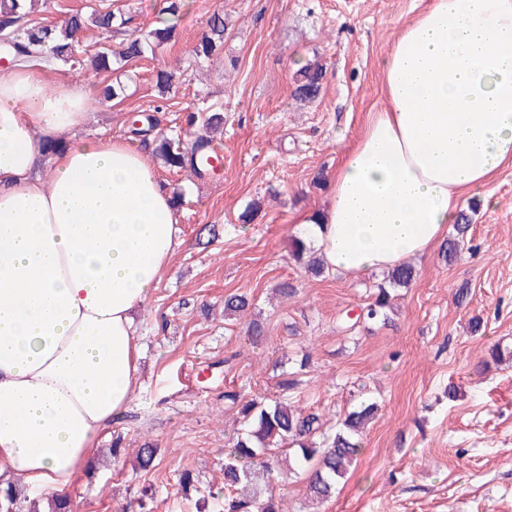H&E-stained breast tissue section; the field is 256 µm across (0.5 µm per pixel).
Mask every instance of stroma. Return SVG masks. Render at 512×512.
Segmentation results:
<instances>
[{
    "label": "stroma",
    "mask_w": 512,
    "mask_h": 512,
    "mask_svg": "<svg viewBox=\"0 0 512 512\" xmlns=\"http://www.w3.org/2000/svg\"><path fill=\"white\" fill-rule=\"evenodd\" d=\"M427 0H185L172 40L156 57L107 74L56 65L49 80L94 93L102 82L122 86L111 104L92 110L81 134L112 135L141 150L157 133L195 137L188 116L212 106L224 113L217 174L196 179L159 168L168 190L182 192L177 209L182 243L171 267L137 313L142 333L141 386L124 416L100 436L94 475L79 474L67 494L80 512H139L141 492L154 512H218L220 468L234 415L224 404L231 384L256 397H288L334 426L362 396L381 406L364 437L354 471L323 503L306 483L283 475L278 487L290 512H512V361L481 371L492 346L512 351V165L502 168L472 208L471 237L451 264L440 249L416 260L419 275L396 291L393 323L353 335L337 326L345 311L367 302L377 275L306 272L290 258L299 229L295 215L326 202L345 148L359 136L379 101L378 60ZM164 0H48L35 21L53 24L64 9H111L150 30ZM224 16V47L199 62L192 46L211 14ZM319 63L317 98L294 100V74ZM175 72L168 91L154 72ZM151 115L153 128L130 134L132 113ZM253 223L240 216L251 204ZM291 282L295 296L274 297ZM468 285L466 301L455 292ZM233 293L254 298L267 322L266 341L253 346L244 323L224 316ZM480 332H472V320ZM234 355L230 373L207 364ZM309 357L297 389L282 394L276 362ZM456 398H448V386ZM122 438L128 453L112 458ZM157 465L134 467L143 440ZM194 489L178 490L182 470Z\"/></svg>",
    "instance_id": "1"
}]
</instances>
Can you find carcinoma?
<instances>
[{
  "label": "carcinoma",
  "instance_id": "obj_1",
  "mask_svg": "<svg viewBox=\"0 0 512 512\" xmlns=\"http://www.w3.org/2000/svg\"><path fill=\"white\" fill-rule=\"evenodd\" d=\"M41 0H0V34L9 42L12 61L17 65L48 62L70 66H83L90 61L97 72H107L115 62H129L148 55L171 40L173 28L157 26L145 33L132 30L127 38L112 48V34L122 31L131 22L112 11L93 9L88 13L69 12L60 25H43L30 14ZM224 15L212 14L203 33L192 49L198 61L212 57L224 44ZM93 40L95 52L83 59L78 57L81 44ZM324 77L322 66L307 63L300 67L294 78L293 97L311 101L318 95ZM189 122L202 129L192 141L180 135L159 134L155 140V154L165 168L174 172L186 171L201 179L215 168L206 162L204 147L210 144V134L224 128V113L209 108L190 116ZM472 217L459 214L454 235L448 239L444 257L453 263L460 245L471 229ZM291 259L306 266L316 276L326 267L306 245L303 239L293 240ZM417 278L416 268L405 263L394 268L385 280L374 286L371 300L362 306L358 319L343 318L344 331L353 333L359 328L390 322L393 312L392 292L409 287ZM254 300L245 294H230L224 298V313L249 318L246 332L252 344L260 345L266 337V324L252 314ZM281 391L297 387L301 379L280 362ZM224 401L237 408L239 428L229 448L224 450V505L222 512H287L285 498L273 491L275 473L281 464L288 463V472L305 476L310 499L319 503L327 500L336 490V484L346 477L363 452L365 427L379 412L376 401H362L348 411L334 430L322 429L320 415L286 400L266 402L249 398L239 390L224 391ZM157 449L146 441L137 451L138 469L149 471L156 467ZM0 508L15 512L21 508L19 492L9 482L0 488Z\"/></svg>",
  "mask_w": 512,
  "mask_h": 512
}]
</instances>
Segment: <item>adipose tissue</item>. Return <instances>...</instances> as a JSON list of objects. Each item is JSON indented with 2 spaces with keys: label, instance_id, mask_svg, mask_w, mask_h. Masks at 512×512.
Segmentation results:
<instances>
[{
  "label": "adipose tissue",
  "instance_id": "adipose-tissue-1",
  "mask_svg": "<svg viewBox=\"0 0 512 512\" xmlns=\"http://www.w3.org/2000/svg\"><path fill=\"white\" fill-rule=\"evenodd\" d=\"M379 69L381 107L296 219L356 275L430 253L512 163V0H429ZM47 71H0V475L56 494L140 385L135 314L181 239L149 153L80 137L89 98Z\"/></svg>",
  "mask_w": 512,
  "mask_h": 512
}]
</instances>
